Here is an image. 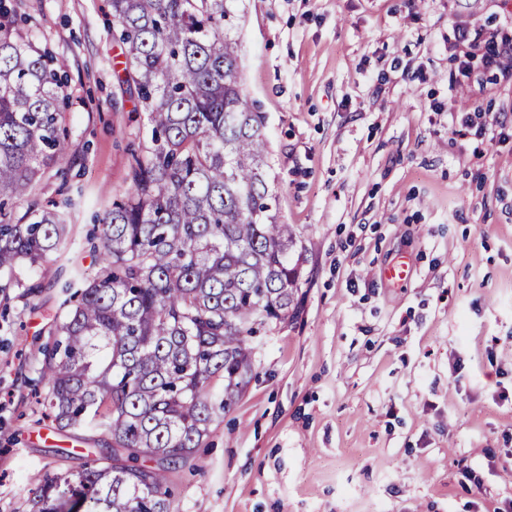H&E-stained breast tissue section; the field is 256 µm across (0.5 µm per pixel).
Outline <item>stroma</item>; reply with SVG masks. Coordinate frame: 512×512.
<instances>
[{
    "label": "stroma",
    "instance_id": "stroma-1",
    "mask_svg": "<svg viewBox=\"0 0 512 512\" xmlns=\"http://www.w3.org/2000/svg\"><path fill=\"white\" fill-rule=\"evenodd\" d=\"M67 64V242L0 297V512L82 470L38 378L92 271L96 215L127 184L147 114L118 74L109 0H21ZM244 94L265 116L281 223L304 247L297 312L253 336L248 382L174 470V512H512V84L483 65L512 0H239ZM482 30L457 43L459 25ZM469 55L468 76L456 57ZM476 126L462 128L461 112ZM407 279L383 272L398 261ZM37 275L45 288L28 296Z\"/></svg>",
    "mask_w": 512,
    "mask_h": 512
}]
</instances>
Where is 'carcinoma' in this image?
<instances>
[{"mask_svg":"<svg viewBox=\"0 0 512 512\" xmlns=\"http://www.w3.org/2000/svg\"><path fill=\"white\" fill-rule=\"evenodd\" d=\"M237 2L110 0L150 146L100 219L97 270L61 283L68 311L40 375L59 429L109 442L84 469L46 479L33 512H172L167 473L241 392L253 334L295 312L303 254L267 183L264 115L238 80ZM19 20L15 0H0L1 293L70 232L38 194L68 148L66 63Z\"/></svg>","mask_w":512,"mask_h":512,"instance_id":"cac0c4a2","label":"carcinoma"}]
</instances>
